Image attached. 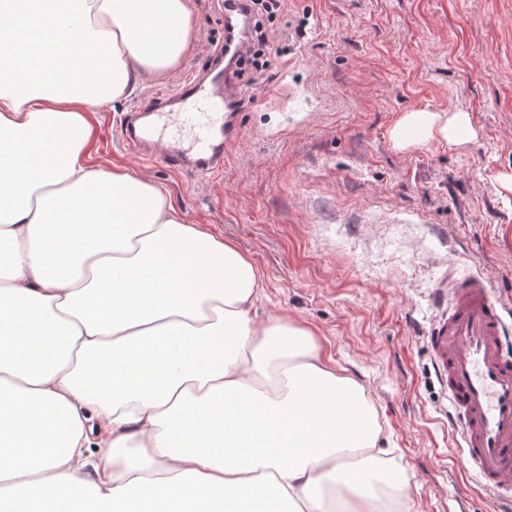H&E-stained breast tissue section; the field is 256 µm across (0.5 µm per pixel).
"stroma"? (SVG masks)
Returning a JSON list of instances; mask_svg holds the SVG:
<instances>
[{"label":"stroma","mask_w":512,"mask_h":512,"mask_svg":"<svg viewBox=\"0 0 512 512\" xmlns=\"http://www.w3.org/2000/svg\"><path fill=\"white\" fill-rule=\"evenodd\" d=\"M196 46L165 81L90 113V148L154 180L175 208L260 271L255 304L309 328L373 401L405 471V512L500 505L467 470L426 334L447 266L486 275L512 306V0H288L269 25L285 49L238 113L224 172L146 161L115 136L125 112L205 68L224 42L220 0H194ZM412 108L467 110L466 145L392 148Z\"/></svg>","instance_id":"obj_1"}]
</instances>
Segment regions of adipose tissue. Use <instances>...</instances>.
I'll use <instances>...</instances> for the list:
<instances>
[{
    "label": "adipose tissue",
    "instance_id": "1",
    "mask_svg": "<svg viewBox=\"0 0 512 512\" xmlns=\"http://www.w3.org/2000/svg\"><path fill=\"white\" fill-rule=\"evenodd\" d=\"M193 0H0V512H384L405 477L363 387L252 308V260L88 115L195 47ZM414 109L393 147L465 145Z\"/></svg>",
    "mask_w": 512,
    "mask_h": 512
}]
</instances>
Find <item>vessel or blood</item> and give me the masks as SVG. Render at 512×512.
<instances>
[{
	"instance_id": "obj_1",
	"label": "vessel or blood",
	"mask_w": 512,
	"mask_h": 512,
	"mask_svg": "<svg viewBox=\"0 0 512 512\" xmlns=\"http://www.w3.org/2000/svg\"><path fill=\"white\" fill-rule=\"evenodd\" d=\"M224 32L230 40L227 53L238 49L245 24L241 14H224ZM210 102L197 131L177 128L180 112L199 102ZM235 91L232 76L223 63L206 73L186 77L174 91L154 96L144 107L128 112L120 135L141 151L164 147V162L172 168L201 174L223 172L225 155L240 137L228 117ZM446 311L428 337L439 380L448 389L453 409L449 424L460 432L461 452L477 471L483 488L512 504V327L490 283L480 275L448 277L435 291Z\"/></svg>"
}]
</instances>
